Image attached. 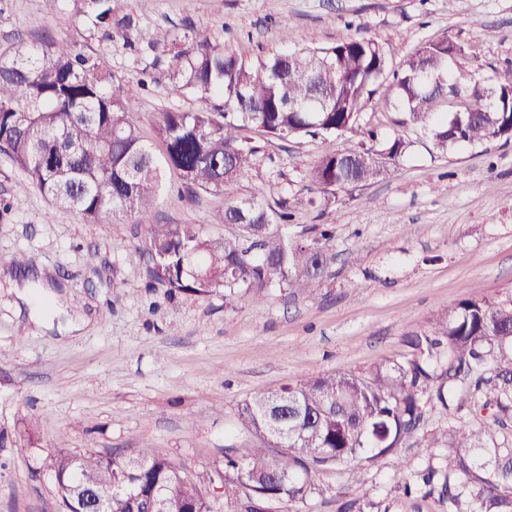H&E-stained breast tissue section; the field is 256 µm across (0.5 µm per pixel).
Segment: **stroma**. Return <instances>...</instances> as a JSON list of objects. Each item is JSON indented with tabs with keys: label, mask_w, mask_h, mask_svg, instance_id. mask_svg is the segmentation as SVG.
<instances>
[{
	"label": "stroma",
	"mask_w": 512,
	"mask_h": 512,
	"mask_svg": "<svg viewBox=\"0 0 512 512\" xmlns=\"http://www.w3.org/2000/svg\"><path fill=\"white\" fill-rule=\"evenodd\" d=\"M133 34L94 28L82 0H0V52L48 40L104 62L133 97L140 136L163 166L152 211L161 224H196L213 238L225 223L223 195L186 187L165 169L155 121L164 111L210 110L175 87V52L209 42L251 63L352 36L383 43L400 69L423 44L446 38L464 52L456 76L512 73V0H112ZM391 81L361 116L382 136L402 137L405 154L375 181L317 201L309 171L346 137L284 141L252 128L259 162L237 185L250 196L280 185L294 217L289 237L327 224L332 257L316 294L269 291L263 304L223 293L170 292L131 264L142 246L134 218L85 223L50 202L0 151V512H60L49 461L57 450L150 445L191 468H220L260 444L238 419L251 393L330 372L400 361L409 333L430 328L473 291L512 300V140L442 152L402 122ZM26 260L22 273L14 257ZM64 294L69 316L90 318L78 337L34 326L31 309L52 314L40 278ZM38 424L34 436L26 429ZM415 433L398 448L405 480L444 451ZM322 493L302 512H340L350 501L377 512H448L424 488L404 494L389 457L315 473Z\"/></svg>",
	"instance_id": "1"
}]
</instances>
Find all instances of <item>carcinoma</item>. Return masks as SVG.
I'll use <instances>...</instances> for the list:
<instances>
[{
  "label": "carcinoma",
  "instance_id": "1",
  "mask_svg": "<svg viewBox=\"0 0 512 512\" xmlns=\"http://www.w3.org/2000/svg\"><path fill=\"white\" fill-rule=\"evenodd\" d=\"M84 4L97 28H134L132 18L114 17L112 0ZM451 51L446 38L428 43L393 74L403 123L430 134L441 151L512 139V74L493 84L467 83L455 111H435L439 100L456 98ZM388 75L387 49L364 36L257 66L208 43L175 55V83L222 104L212 112H161L158 135L167 164L185 184L224 195V222L239 233L222 241L195 224L154 222L162 173L139 135L132 100L102 63L66 42L0 54V150L56 210L90 224L136 217L152 251L135 249L127 259L147 260L151 280L201 296L222 289L226 299L246 295L260 304L271 288L315 291L328 267L331 234L314 225L309 236L288 238L287 203L275 198L272 184L238 198V178L257 154L246 132L258 127L283 140L361 136L311 168L313 191L328 202L346 186L376 178L382 160L396 161L407 150L403 138L381 140L360 124L374 86ZM367 139L381 149L366 146ZM251 235L259 242L243 248ZM406 343L411 352L399 362L255 392L238 416L262 445L242 460L226 457L221 470H192L148 444L131 461L109 451L60 449L50 468L63 512H83L92 488L104 512H214L218 487L224 512H240L243 499L299 512L320 493L312 472L396 453L423 426L425 397L448 411L465 408L476 420L426 439L425 448L447 449L440 465L419 475L427 494L448 502V512H512V302L475 292Z\"/></svg>",
  "mask_w": 512,
  "mask_h": 512
}]
</instances>
